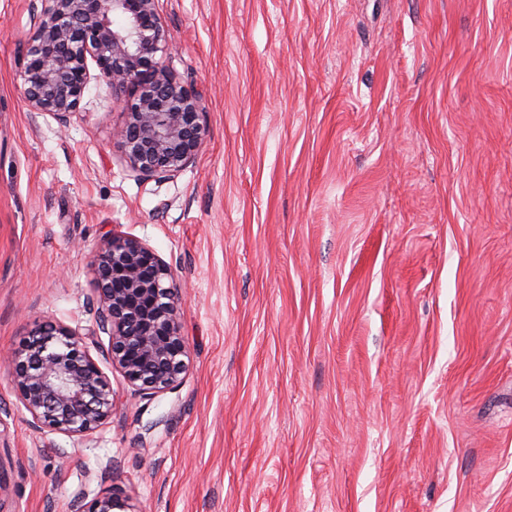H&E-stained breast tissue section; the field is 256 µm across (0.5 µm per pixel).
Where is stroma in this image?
<instances>
[{
    "instance_id": "obj_1",
    "label": "stroma",
    "mask_w": 512,
    "mask_h": 512,
    "mask_svg": "<svg viewBox=\"0 0 512 512\" xmlns=\"http://www.w3.org/2000/svg\"><path fill=\"white\" fill-rule=\"evenodd\" d=\"M0 0V355L91 329L88 255L167 261L189 369L110 372L95 433L32 430L0 371V512L121 486L147 512H512V0H159L205 101L184 171L136 180L91 81L60 125Z\"/></svg>"
}]
</instances>
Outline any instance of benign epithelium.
<instances>
[{
    "label": "benign epithelium",
    "mask_w": 512,
    "mask_h": 512,
    "mask_svg": "<svg viewBox=\"0 0 512 512\" xmlns=\"http://www.w3.org/2000/svg\"><path fill=\"white\" fill-rule=\"evenodd\" d=\"M27 43L21 79L30 111L64 123L81 112L91 81L128 92L124 124L113 131L129 172L143 180L184 171L204 147L205 104L163 64L169 51L158 0H43ZM98 303L91 335L111 368L144 395L173 388L188 370L179 300L169 264L148 244L112 233L91 256ZM36 429L70 437L97 431L116 409L112 382L80 329L36 325L0 361ZM72 512H143L119 487Z\"/></svg>",
    "instance_id": "obj_1"
}]
</instances>
